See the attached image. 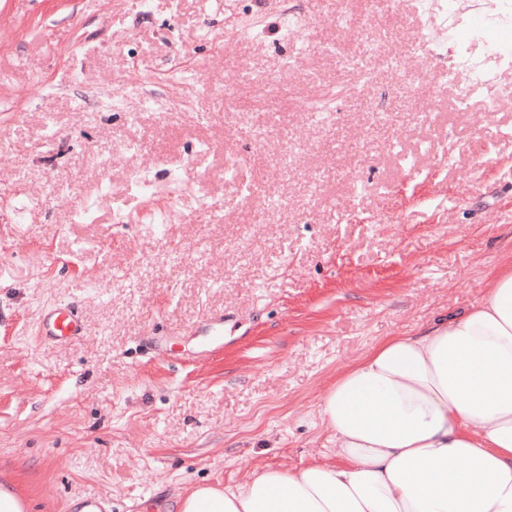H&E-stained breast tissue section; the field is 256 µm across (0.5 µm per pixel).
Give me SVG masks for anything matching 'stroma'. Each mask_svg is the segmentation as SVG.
<instances>
[{
	"instance_id": "35a3bbf8",
	"label": "stroma",
	"mask_w": 512,
	"mask_h": 512,
	"mask_svg": "<svg viewBox=\"0 0 512 512\" xmlns=\"http://www.w3.org/2000/svg\"><path fill=\"white\" fill-rule=\"evenodd\" d=\"M292 4L0 0V484L29 512L334 462L337 374L512 261V58L462 110L441 11ZM60 307L84 331L44 339Z\"/></svg>"
}]
</instances>
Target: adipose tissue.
<instances>
[{"label": "adipose tissue", "instance_id": "ef3b65f1", "mask_svg": "<svg viewBox=\"0 0 512 512\" xmlns=\"http://www.w3.org/2000/svg\"><path fill=\"white\" fill-rule=\"evenodd\" d=\"M317 412L335 465L199 484L178 512H512V265L479 301L378 341Z\"/></svg>", "mask_w": 512, "mask_h": 512}]
</instances>
